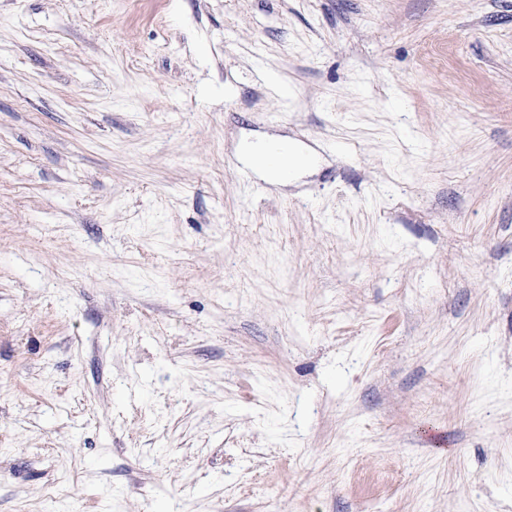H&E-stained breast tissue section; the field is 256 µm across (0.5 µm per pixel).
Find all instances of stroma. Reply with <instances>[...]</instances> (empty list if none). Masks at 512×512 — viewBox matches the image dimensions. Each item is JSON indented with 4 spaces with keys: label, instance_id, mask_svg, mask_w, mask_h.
I'll use <instances>...</instances> for the list:
<instances>
[{
    "label": "stroma",
    "instance_id": "1",
    "mask_svg": "<svg viewBox=\"0 0 512 512\" xmlns=\"http://www.w3.org/2000/svg\"><path fill=\"white\" fill-rule=\"evenodd\" d=\"M0 512H512V0H0Z\"/></svg>",
    "mask_w": 512,
    "mask_h": 512
}]
</instances>
